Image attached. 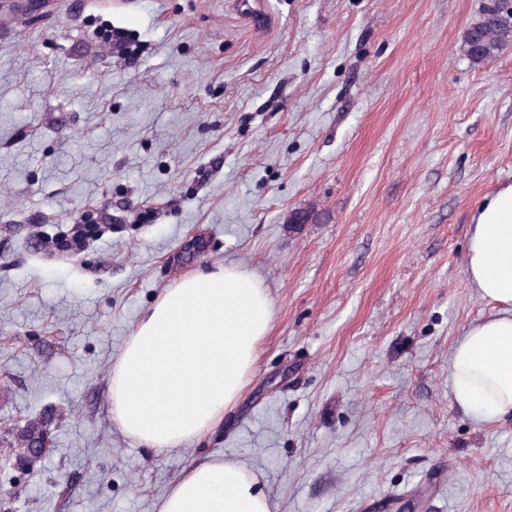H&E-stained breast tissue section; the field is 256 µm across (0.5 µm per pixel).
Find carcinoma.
<instances>
[{"label": "carcinoma", "instance_id": "1", "mask_svg": "<svg viewBox=\"0 0 512 512\" xmlns=\"http://www.w3.org/2000/svg\"><path fill=\"white\" fill-rule=\"evenodd\" d=\"M512 46V13L488 2L485 16L478 17L464 32L460 51L474 66L492 62L506 48ZM46 435L45 423L40 418L29 420L14 435L13 454L22 456Z\"/></svg>", "mask_w": 512, "mask_h": 512}]
</instances>
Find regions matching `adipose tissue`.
I'll return each instance as SVG.
<instances>
[{"label": "adipose tissue", "mask_w": 512, "mask_h": 512, "mask_svg": "<svg viewBox=\"0 0 512 512\" xmlns=\"http://www.w3.org/2000/svg\"><path fill=\"white\" fill-rule=\"evenodd\" d=\"M467 272L497 314L471 326L451 356L458 405L489 420L512 415V184L482 202ZM272 319L258 278L230 265L180 277L145 312L109 372V413L120 431L169 452L224 420L249 384ZM256 476L230 461L192 463L157 512H271Z\"/></svg>", "instance_id": "1"}]
</instances>
